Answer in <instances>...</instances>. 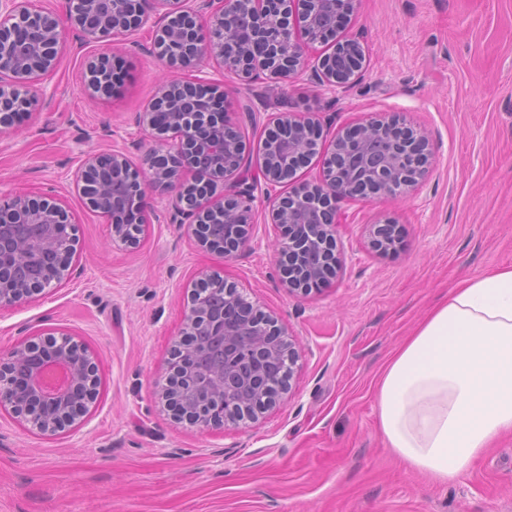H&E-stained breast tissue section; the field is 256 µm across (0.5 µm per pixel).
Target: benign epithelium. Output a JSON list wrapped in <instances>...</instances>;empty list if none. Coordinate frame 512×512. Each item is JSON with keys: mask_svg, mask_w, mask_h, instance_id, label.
Instances as JSON below:
<instances>
[{"mask_svg": "<svg viewBox=\"0 0 512 512\" xmlns=\"http://www.w3.org/2000/svg\"><path fill=\"white\" fill-rule=\"evenodd\" d=\"M336 0H65L59 12L41 0H5L0 7V127H11L44 105L40 85L58 65L64 25L98 52L86 64L92 98L112 95L111 47L139 30L150 11L159 15L153 54L186 76L162 84L137 123L172 148L153 150L141 162L123 151L88 155L75 177L89 209L105 217L112 242L140 243L150 223L152 194L170 196L174 216L187 221L199 245L230 259L249 240L253 183L245 135L228 112L224 86L187 76L207 59L252 82L277 84L297 72L316 47L319 83L348 89L363 69L361 42L343 36L358 0H341L332 24H323ZM321 157L319 175L298 179L299 169ZM426 132L395 114L373 112L327 137L311 112H274L261 142L258 179L287 188L266 197L267 221L279 232L282 284L305 295L342 272L340 203L410 195L432 172ZM371 248L394 251L398 225H370ZM72 216L54 196L0 195V308L12 307L69 278L76 253ZM209 293L224 296L210 310L191 293L173 347L184 348L200 332L224 344V364L207 371L196 355L168 362L157 396L166 407L204 429L254 419L287 391L265 374L285 360L293 376L292 333L262 312L217 271L202 273ZM99 362L67 333L18 343L0 355V409L45 435L70 430L97 396Z\"/></svg>", "mask_w": 512, "mask_h": 512, "instance_id": "obj_1", "label": "benign epithelium"}]
</instances>
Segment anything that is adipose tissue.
<instances>
[{
	"label": "adipose tissue",
	"mask_w": 512,
	"mask_h": 512,
	"mask_svg": "<svg viewBox=\"0 0 512 512\" xmlns=\"http://www.w3.org/2000/svg\"><path fill=\"white\" fill-rule=\"evenodd\" d=\"M379 430L409 470L448 484L512 432V267L452 288L391 358Z\"/></svg>",
	"instance_id": "ef3b65f1"
}]
</instances>
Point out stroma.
<instances>
[{"mask_svg":"<svg viewBox=\"0 0 512 512\" xmlns=\"http://www.w3.org/2000/svg\"><path fill=\"white\" fill-rule=\"evenodd\" d=\"M157 15L118 46L112 98L82 84L75 33L43 80L46 105L0 130V193L49 194L74 216L68 281L0 308V352L66 332L100 364L98 396L78 428L27 431L0 411V512H512V434L458 481L406 470L378 431L376 392L394 351L465 278L512 267V0H359L346 34L367 65L348 90L287 81L244 86L210 61L200 77L224 86L251 147L278 110L313 112L330 130L391 112L428 132L435 156L413 194L343 206V275L288 295L275 233L256 212L231 260L173 223L167 199L138 248L113 244L74 182L90 153L140 158L155 145L136 115L176 74L149 52ZM255 119H248V111ZM402 228L396 253L369 245V226ZM220 271L248 301L293 332L291 389L256 421L223 429L176 422L156 384L203 271Z\"/></svg>","mask_w":512,"mask_h":512,"instance_id":"obj_1","label":"stroma"}]
</instances>
